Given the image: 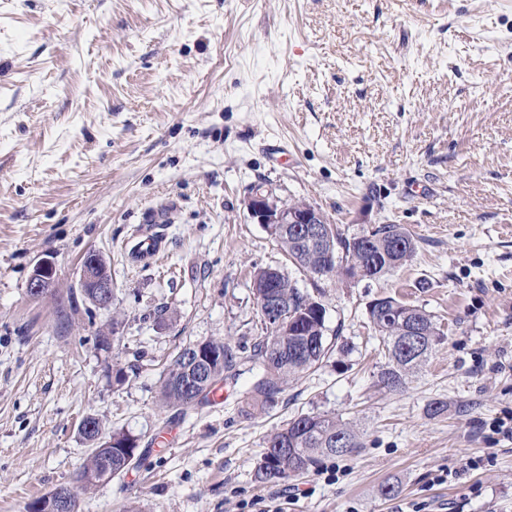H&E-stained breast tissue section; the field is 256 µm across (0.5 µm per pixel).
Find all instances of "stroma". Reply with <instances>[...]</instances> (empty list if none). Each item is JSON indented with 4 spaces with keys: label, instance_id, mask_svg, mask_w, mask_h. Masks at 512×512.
Segmentation results:
<instances>
[{
    "label": "stroma",
    "instance_id": "35a3bbf8",
    "mask_svg": "<svg viewBox=\"0 0 512 512\" xmlns=\"http://www.w3.org/2000/svg\"><path fill=\"white\" fill-rule=\"evenodd\" d=\"M259 187L349 235L401 225L417 251L378 280L304 273L251 220ZM138 228L161 259L133 258ZM91 251L107 308L79 286ZM44 258L57 278L33 299ZM267 266L324 304L322 366L270 411L244 413L248 372L161 407L180 348L260 335ZM379 295L445 333L395 392L376 385ZM323 412L360 448L259 481L267 434ZM511 414L512 0H0V512L73 482L89 416L139 447L79 512H512L492 429ZM56 278V266L53 260L45 258L39 261L27 283V293L31 298H39L49 292Z\"/></svg>",
    "mask_w": 512,
    "mask_h": 512
}]
</instances>
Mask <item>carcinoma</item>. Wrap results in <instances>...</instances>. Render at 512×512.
<instances>
[{
  "mask_svg": "<svg viewBox=\"0 0 512 512\" xmlns=\"http://www.w3.org/2000/svg\"><path fill=\"white\" fill-rule=\"evenodd\" d=\"M337 233L336 250H345L346 258L362 265L371 280H378L403 266L417 250L416 240L398 224H382L363 232L361 245L342 230ZM272 237L297 268L318 275L322 258L315 249L301 242L285 225L279 226ZM253 284L257 292H273L283 299L291 317L276 332L262 330L251 345L252 357L261 368L250 388L252 407L269 411L280 403L290 379L317 367L326 357L325 315H316L311 305L315 297L292 284V279L284 272L274 275L269 269L260 268L255 271ZM368 318L385 358L377 374L378 382L390 391L404 388L408 377L428 360L435 346L444 339L434 315L392 296L374 304ZM412 324L421 326L422 335L417 337L416 344L407 346L401 330ZM210 347L215 358L192 391L182 388L188 370L187 348L178 351L162 380L160 400L164 406L183 410L208 403L215 393L211 377L218 381L233 377L232 371L238 363L233 347L223 341H213ZM130 439L126 434H114L112 447H103L98 454L90 455L77 474L78 488L87 490L99 483L96 471L101 458L110 462L111 477L124 473L132 463L129 453L136 450L134 446L128 452L122 448ZM359 447L357 434L335 415L301 414L266 436L256 478L261 481L286 479L309 470L324 458L342 456Z\"/></svg>",
  "mask_w": 512,
  "mask_h": 512,
  "instance_id": "carcinoma-1",
  "label": "carcinoma"
}]
</instances>
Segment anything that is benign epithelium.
<instances>
[{
    "label": "benign epithelium",
    "mask_w": 512,
    "mask_h": 512,
    "mask_svg": "<svg viewBox=\"0 0 512 512\" xmlns=\"http://www.w3.org/2000/svg\"><path fill=\"white\" fill-rule=\"evenodd\" d=\"M247 211L252 220L267 231L274 232L279 224H295L296 231L304 235L312 244L325 251L328 264L335 266L347 280H359L361 276H351L352 262L339 260L331 251V231L329 220L316 206L308 202L282 203L262 189H256L247 203ZM56 278V266L53 260L45 258L39 261L27 283V293L39 298L49 292ZM80 287L92 288L99 303L108 306L112 303V277L107 269L100 265V254L91 251L81 264ZM70 487L59 486L34 501L31 512H63L68 502Z\"/></svg>",
    "instance_id": "1"
}]
</instances>
